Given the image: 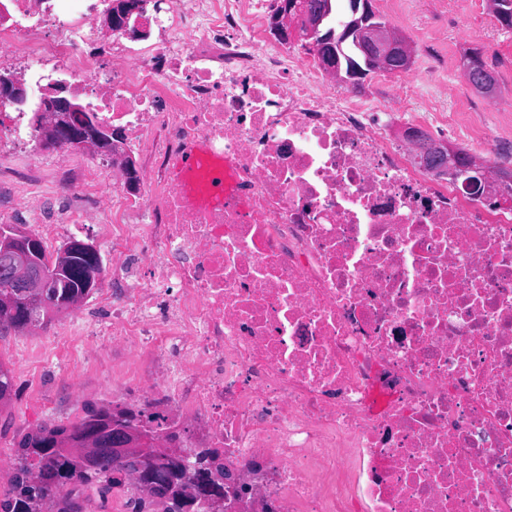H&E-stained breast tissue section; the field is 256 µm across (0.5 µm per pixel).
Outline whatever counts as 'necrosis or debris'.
I'll return each instance as SVG.
<instances>
[{"label":"necrosis or debris","instance_id":"1","mask_svg":"<svg viewBox=\"0 0 512 512\" xmlns=\"http://www.w3.org/2000/svg\"><path fill=\"white\" fill-rule=\"evenodd\" d=\"M279 0H0V73L64 85L118 130L112 239L121 397L187 462L240 482L224 512H512V177L424 167L397 127L494 147L437 86L399 112L332 83L315 37L274 36ZM444 18L421 76L477 0H386ZM38 177L40 130L0 99V147ZM204 157L189 182L178 160ZM224 169V203L200 196ZM149 267V287L135 270ZM141 6L140 2L133 0H119L116 2L114 10L108 17L110 28L114 30L125 28L130 14L140 10Z\"/></svg>","mask_w":512,"mask_h":512}]
</instances>
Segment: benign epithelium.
<instances>
[{
  "mask_svg": "<svg viewBox=\"0 0 512 512\" xmlns=\"http://www.w3.org/2000/svg\"><path fill=\"white\" fill-rule=\"evenodd\" d=\"M137 0H118L108 17L110 28L121 30L126 27L131 13L140 10ZM327 16V8L310 9L306 6L291 5L288 0L282 4L270 21L271 31L278 37L288 40L302 35L320 34L321 26ZM376 15L369 0L354 4L353 15L347 24L345 37L353 38L356 47L363 54L366 64L374 71H396L410 64L413 51L410 44L390 25L374 22ZM24 87L20 77L13 73L0 74V97L13 101L23 100ZM78 109L73 99L66 94V89L59 88L44 98L36 119L44 129V139L48 146L66 145L89 146L98 149L103 146L112 130L102 129L96 125H78L70 121L72 112ZM407 139L418 149V160L426 167L446 172L460 169L461 174L476 175L483 179L486 170L475 157L461 168L457 163V152L445 144L432 142L419 130L405 133ZM16 252V264L8 276L6 288H19L34 298L39 297L45 287L46 277L41 267L30 264L27 254L11 247ZM192 495L195 501L209 506L214 512L224 508V501L212 498L206 492L204 482L195 480Z\"/></svg>",
  "mask_w": 512,
  "mask_h": 512,
  "instance_id": "obj_1",
  "label": "benign epithelium"
}]
</instances>
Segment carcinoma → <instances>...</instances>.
Here are the masks:
<instances>
[{
	"instance_id": "carcinoma-1",
	"label": "carcinoma",
	"mask_w": 512,
	"mask_h": 512,
	"mask_svg": "<svg viewBox=\"0 0 512 512\" xmlns=\"http://www.w3.org/2000/svg\"><path fill=\"white\" fill-rule=\"evenodd\" d=\"M295 2L310 7L320 2L328 4L326 29L337 32L344 29L353 6V0ZM338 61L345 73L360 80L370 74L364 56L353 44L342 45ZM13 228L20 231L19 237L26 240L28 251L40 260L47 277L54 278L57 258L47 254L43 241L23 230V226L15 224ZM64 252L70 255L71 269L65 283L50 289L55 302L34 304L27 296L9 293L0 287V314L9 304L16 312L11 328L20 331L24 329L23 322L28 320L45 326L53 316L66 311L62 302L69 298L82 301L101 283L104 266L99 251L89 254L83 242L74 239L59 247L56 254ZM152 421L153 415L144 410H115L88 404L84 407V416L70 426L47 423L36 426L24 434L13 449L11 476L6 486L0 488V512H46L50 504L55 507L53 512H78L67 497L56 498L57 492L80 481L96 485L100 495L105 496L114 488L126 486L113 478V472L119 467L140 474L137 483L141 495L128 500L131 512H147L145 493L170 501L166 512H199L185 509L193 498L176 476L185 464L180 458H172L170 449L154 447L157 435L151 427ZM120 427L134 433V447L140 452L122 454L109 450Z\"/></svg>"
}]
</instances>
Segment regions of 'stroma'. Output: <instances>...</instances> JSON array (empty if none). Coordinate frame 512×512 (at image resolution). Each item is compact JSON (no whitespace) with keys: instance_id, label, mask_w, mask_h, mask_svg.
Masks as SVG:
<instances>
[{"instance_id":"stroma-1","label":"stroma","mask_w":512,"mask_h":512,"mask_svg":"<svg viewBox=\"0 0 512 512\" xmlns=\"http://www.w3.org/2000/svg\"><path fill=\"white\" fill-rule=\"evenodd\" d=\"M478 2L480 11L460 24L454 41L445 48L446 54L453 57L454 65L441 77L446 94H457L459 105L475 108L482 107L489 97L468 84L463 61L473 52L486 56L487 49L470 39L468 32L493 15L487 0ZM372 5L383 21L411 43L414 55L409 70L417 72L424 45L431 36L430 29L423 27L420 19L398 18L385 12L382 0H372ZM112 182L111 175L95 174L96 193L89 201L94 213L86 217L77 234L78 240L94 245L104 257L112 250L111 240L102 234L103 225L112 221ZM111 317V306L100 302L98 294L94 293L46 326L22 332L0 330V364L10 371L14 382L10 401L0 407V456L11 457L13 441L38 424L75 422L89 402L111 406L113 388L124 384L122 372H114L112 378L105 379L98 370L71 363L74 337L106 327Z\"/></svg>"}]
</instances>
